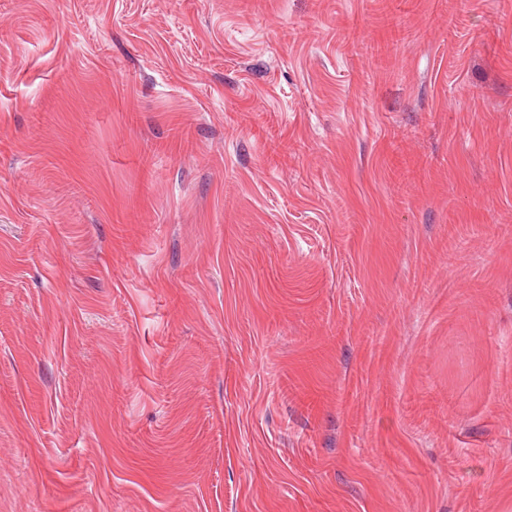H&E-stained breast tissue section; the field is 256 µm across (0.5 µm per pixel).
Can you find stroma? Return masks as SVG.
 I'll return each mask as SVG.
<instances>
[{"instance_id": "1", "label": "stroma", "mask_w": 512, "mask_h": 512, "mask_svg": "<svg viewBox=\"0 0 512 512\" xmlns=\"http://www.w3.org/2000/svg\"><path fill=\"white\" fill-rule=\"evenodd\" d=\"M0 512H512V0H0Z\"/></svg>"}]
</instances>
